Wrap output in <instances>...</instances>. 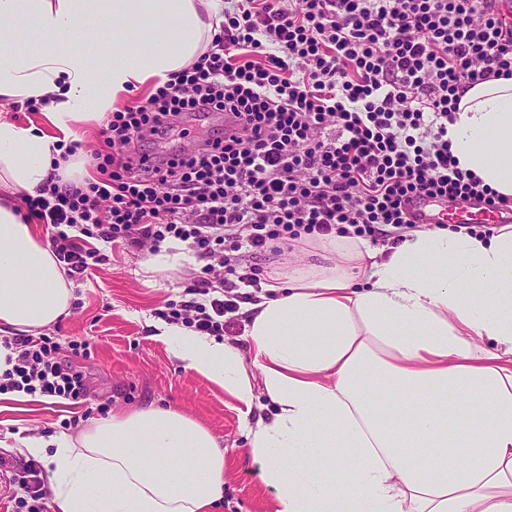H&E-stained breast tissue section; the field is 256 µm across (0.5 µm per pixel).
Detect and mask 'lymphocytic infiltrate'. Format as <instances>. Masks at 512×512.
I'll return each instance as SVG.
<instances>
[{
    "mask_svg": "<svg viewBox=\"0 0 512 512\" xmlns=\"http://www.w3.org/2000/svg\"><path fill=\"white\" fill-rule=\"evenodd\" d=\"M509 76L512 19L492 0H226L210 50L107 118L95 179H49L25 206L50 225L72 278L103 261V243H186L203 265L171 319L214 336L236 308L224 290L254 281L243 264L288 242L408 224V203L424 196L511 207L448 147L460 92ZM202 112L224 124L195 148L144 151L148 139L187 137L182 118ZM6 344L17 357L0 391L85 398L56 337Z\"/></svg>",
    "mask_w": 512,
    "mask_h": 512,
    "instance_id": "f902f5d3",
    "label": "lymphocytic infiltrate"
}]
</instances>
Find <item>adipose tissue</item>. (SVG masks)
Wrapping results in <instances>:
<instances>
[{
	"label": "adipose tissue",
	"mask_w": 512,
	"mask_h": 512,
	"mask_svg": "<svg viewBox=\"0 0 512 512\" xmlns=\"http://www.w3.org/2000/svg\"><path fill=\"white\" fill-rule=\"evenodd\" d=\"M222 0H0V337L39 335L70 314L72 284L24 196L51 172L85 177L80 155L16 123L42 101L50 125L98 120L163 85L210 47ZM112 45L92 64L86 36ZM448 143L463 171L512 197V77L461 92ZM335 265L271 283L242 309L247 351L153 321L186 369L251 405L250 369L275 412L250 454L272 512H512V225L485 236L403 230L375 249L329 238ZM479 292H472V285ZM380 400L405 404L395 418ZM49 472L54 512H215L224 452L193 418L117 408L79 437L22 442Z\"/></svg>",
	"instance_id": "1"
}]
</instances>
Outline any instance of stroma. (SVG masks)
<instances>
[{
    "mask_svg": "<svg viewBox=\"0 0 512 512\" xmlns=\"http://www.w3.org/2000/svg\"><path fill=\"white\" fill-rule=\"evenodd\" d=\"M319 237L296 242L293 249L263 262L262 283L287 279L292 272L313 273L334 265L336 256ZM106 261L73 284L70 314L59 324L60 343L88 341L89 356L77 357L87 384L81 404L69 400L31 401L0 410V512H19L20 491L12 474L26 463L20 441L64 432L78 436L100 419L101 408L160 405L205 426L224 451V503L221 512H270L274 492L259 477L260 465L248 453L250 425L270 421L273 406L263 391L262 375L252 370L255 399L249 414L224 389L184 368L166 343L153 336L150 323L170 302L183 299L192 269V253L166 271L143 266L150 246L123 243L105 247Z\"/></svg>",
    "mask_w": 512,
    "mask_h": 512,
    "instance_id": "stroma-1",
    "label": "stroma"
}]
</instances>
